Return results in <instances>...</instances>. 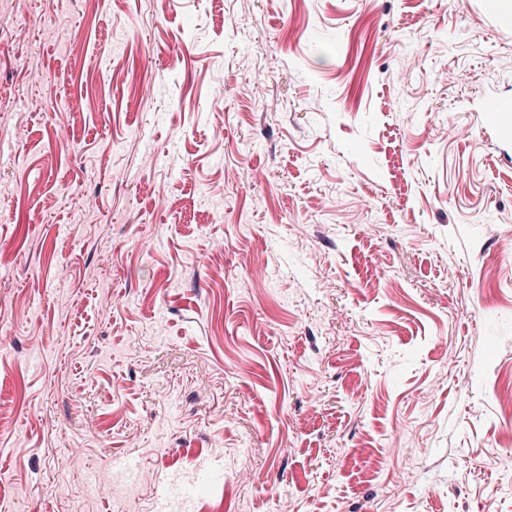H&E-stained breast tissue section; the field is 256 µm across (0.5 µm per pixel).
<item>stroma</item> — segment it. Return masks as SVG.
Masks as SVG:
<instances>
[{
  "label": "stroma",
  "mask_w": 512,
  "mask_h": 512,
  "mask_svg": "<svg viewBox=\"0 0 512 512\" xmlns=\"http://www.w3.org/2000/svg\"><path fill=\"white\" fill-rule=\"evenodd\" d=\"M491 97L483 0H0V503L512 512Z\"/></svg>",
  "instance_id": "obj_1"
}]
</instances>
